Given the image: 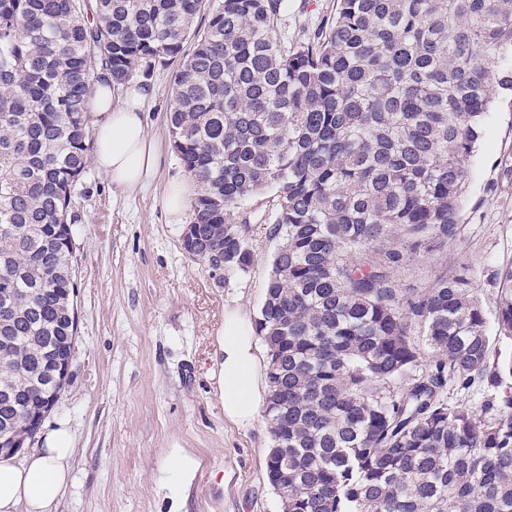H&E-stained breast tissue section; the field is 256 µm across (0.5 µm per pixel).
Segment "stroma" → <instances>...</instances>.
<instances>
[{"label":"stroma","instance_id":"1","mask_svg":"<svg viewBox=\"0 0 512 512\" xmlns=\"http://www.w3.org/2000/svg\"><path fill=\"white\" fill-rule=\"evenodd\" d=\"M335 7L336 0H288L282 37L306 40ZM173 72L159 65L147 78V129L160 154L153 180L124 191L91 166L74 197L73 371L39 427L41 435L64 422L75 439L72 478L55 512H176L160 488L174 448L198 462L177 512H281L267 477L265 414L248 426L226 421L212 377L224 308L259 316L278 241L269 225H252V264L224 282L183 251L192 213L175 217L164 205L171 184L190 181L168 134ZM467 171L455 241L412 255L400 281L424 288L436 276L466 274L490 316L500 275L512 267V100L485 115Z\"/></svg>","mask_w":512,"mask_h":512}]
</instances>
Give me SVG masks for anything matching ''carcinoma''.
I'll use <instances>...</instances> for the list:
<instances>
[{
    "mask_svg": "<svg viewBox=\"0 0 512 512\" xmlns=\"http://www.w3.org/2000/svg\"><path fill=\"white\" fill-rule=\"evenodd\" d=\"M288 0H0V426L57 404L44 370L76 292L66 240L95 76L174 72L168 131L197 187L209 265L246 271L248 225L281 239L256 331L269 349L266 466L285 512H512V393L485 420L448 403L501 387L512 267L489 334L469 278L402 288L412 254L456 239L481 118L512 93V0H336L304 42ZM272 192L269 207L239 210ZM425 368H419L423 359Z\"/></svg>",
    "mask_w": 512,
    "mask_h": 512,
    "instance_id": "cac0c4a2",
    "label": "carcinoma"
}]
</instances>
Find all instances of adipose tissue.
<instances>
[{"label":"adipose tissue","instance_id":"obj_1","mask_svg":"<svg viewBox=\"0 0 512 512\" xmlns=\"http://www.w3.org/2000/svg\"><path fill=\"white\" fill-rule=\"evenodd\" d=\"M152 89L129 84L121 106L112 104V87L95 82L88 106L99 114L95 130L94 162L116 187H144L159 164L155 142L146 131L142 107ZM262 364L258 356L256 329L251 315L239 306L224 310V324L217 337V393L224 417L235 424L252 423L265 403L261 386ZM75 453L74 436L58 425L17 465L0 464V512H52L70 481V463Z\"/></svg>","mask_w":512,"mask_h":512}]
</instances>
